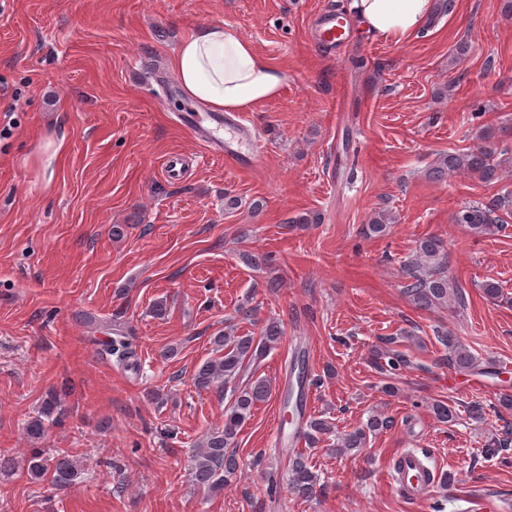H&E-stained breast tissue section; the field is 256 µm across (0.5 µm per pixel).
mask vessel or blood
<instances>
[{
    "label": "vessel or blood",
    "mask_w": 512,
    "mask_h": 512,
    "mask_svg": "<svg viewBox=\"0 0 512 512\" xmlns=\"http://www.w3.org/2000/svg\"><path fill=\"white\" fill-rule=\"evenodd\" d=\"M311 38L316 44L330 48L344 45L348 40V21L335 10H323L314 21ZM186 127L205 143L211 155L230 158L240 167H251L260 155L261 147L256 138L246 126L231 116L214 113L205 125L191 116L187 119ZM390 476L402 495L412 501L427 499L439 481L437 468L429 466L425 453L415 448L400 451Z\"/></svg>",
    "instance_id": "obj_1"
}]
</instances>
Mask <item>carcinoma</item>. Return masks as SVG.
Here are the masks:
<instances>
[{
	"instance_id": "cac0c4a2",
	"label": "carcinoma",
	"mask_w": 512,
	"mask_h": 512,
	"mask_svg": "<svg viewBox=\"0 0 512 512\" xmlns=\"http://www.w3.org/2000/svg\"><path fill=\"white\" fill-rule=\"evenodd\" d=\"M498 148L492 141V135L481 136V143L462 152H450L440 157L431 168L430 176L440 180L450 173H463L483 183L491 184L500 177L501 162L497 160ZM512 216V194H503L489 203L473 202L455 216V222L464 225L476 235H495L507 227L505 217ZM389 227L388 218L379 211L370 218L363 228L367 236H381ZM446 256L443 253L442 240L434 235L419 240L415 257L408 264L409 281L402 286V293L420 311H433L461 302V290L440 272ZM103 343V351L116 357V362L124 370L135 373L140 371V360L136 357L133 342L127 332L112 330ZM282 335L279 321L272 319L265 323L260 333L239 335L237 328L229 325L224 333L214 337L213 342L221 355L204 361L192 375L193 386L199 391L217 390L228 394V403L224 406V427L208 433L194 455L192 477L195 484L210 491L224 488L236 475L239 460L234 451L236 436L241 427L251 417L256 404L265 401L269 387L262 380H255L244 386L234 384L240 373L249 365L262 360ZM439 342L448 349V362L459 373H481L484 370L480 359L456 337L446 332L438 336ZM292 410L298 421H306L305 438L313 446L320 436L331 432V422L323 418L304 419L302 399L293 402ZM55 417L61 421L63 412L60 396L52 392L43 401L41 417L29 421L26 435L39 440L44 434L45 417ZM390 421L378 415L369 417L365 427L358 428L341 438L336 451L346 453L358 451L366 446L367 437L387 427ZM28 472L35 478L48 477L50 483L64 489L74 484L78 470L74 459L68 453H59L46 457L33 448L27 464ZM288 491L302 499L321 495L326 483L319 474L311 470L309 455L297 450L289 457L286 470Z\"/></svg>"
}]
</instances>
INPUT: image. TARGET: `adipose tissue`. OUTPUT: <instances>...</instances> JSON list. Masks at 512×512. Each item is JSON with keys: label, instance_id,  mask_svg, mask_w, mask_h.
Listing matches in <instances>:
<instances>
[{"label": "adipose tissue", "instance_id": "ef3b65f1", "mask_svg": "<svg viewBox=\"0 0 512 512\" xmlns=\"http://www.w3.org/2000/svg\"><path fill=\"white\" fill-rule=\"evenodd\" d=\"M365 30L400 42L430 17L434 0H353ZM183 96L213 112H251L277 97L286 72L260 53L232 26L194 28L170 60Z\"/></svg>", "mask_w": 512, "mask_h": 512}]
</instances>
